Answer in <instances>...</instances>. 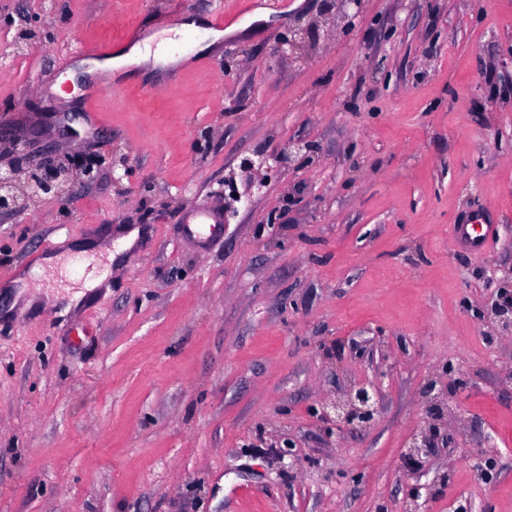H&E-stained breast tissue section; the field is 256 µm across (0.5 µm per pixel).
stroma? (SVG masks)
Listing matches in <instances>:
<instances>
[{"label": "stroma", "instance_id": "1", "mask_svg": "<svg viewBox=\"0 0 512 512\" xmlns=\"http://www.w3.org/2000/svg\"><path fill=\"white\" fill-rule=\"evenodd\" d=\"M326 7L252 0L210 48L207 0H0V154L96 163L0 217V311L23 273L43 297L0 314V512H512V335L484 316L512 269V0ZM186 18L210 66L94 100L69 80L74 47ZM291 142L315 157L251 191L243 159ZM475 218L499 227L479 255L452 232ZM131 229L110 290L59 317L39 259ZM359 381L377 419L336 430L322 408ZM439 413L450 443L408 471ZM439 433L440 428L436 424H431L423 432L411 438L404 458L412 469L423 468L427 458L426 448H431Z\"/></svg>", "mask_w": 512, "mask_h": 512}]
</instances>
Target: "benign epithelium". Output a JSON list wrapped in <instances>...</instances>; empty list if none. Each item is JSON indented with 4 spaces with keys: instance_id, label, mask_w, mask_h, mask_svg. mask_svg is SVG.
<instances>
[{
    "instance_id": "7a95c632",
    "label": "benign epithelium",
    "mask_w": 512,
    "mask_h": 512,
    "mask_svg": "<svg viewBox=\"0 0 512 512\" xmlns=\"http://www.w3.org/2000/svg\"><path fill=\"white\" fill-rule=\"evenodd\" d=\"M309 28L300 27L279 46V53L286 57H296L302 53L308 38ZM14 160L0 166V215L16 214L27 210L28 204L44 195H60L74 180V172L91 180L94 178L93 164L78 165L72 156L48 158L36 165L27 161L26 145L17 141L13 145ZM309 146L290 143L276 154H260L244 163V169L251 171H277L285 161H293ZM491 317L496 330L502 334L512 333V303L494 306ZM379 412L378 391L374 384L357 382L351 385L342 396L323 407L322 418L330 424L352 429H366L376 420ZM440 428L431 424L427 429L411 438L404 454L405 461L413 469L424 466L427 448L431 447Z\"/></svg>"
}]
</instances>
